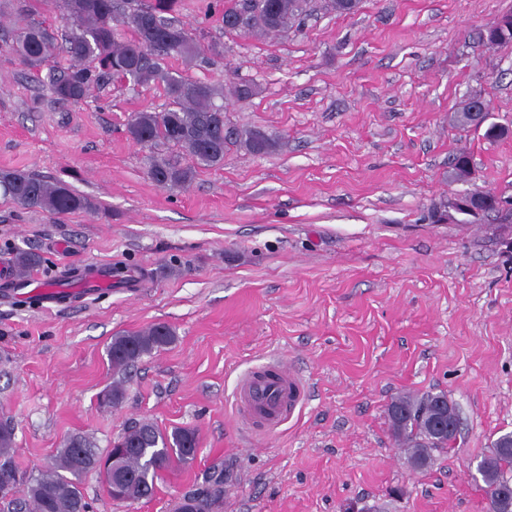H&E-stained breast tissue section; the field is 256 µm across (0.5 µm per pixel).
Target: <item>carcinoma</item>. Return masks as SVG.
<instances>
[{
	"label": "carcinoma",
	"mask_w": 512,
	"mask_h": 512,
	"mask_svg": "<svg viewBox=\"0 0 512 512\" xmlns=\"http://www.w3.org/2000/svg\"><path fill=\"white\" fill-rule=\"evenodd\" d=\"M361 0H325L324 7L338 14L358 10ZM67 16L69 31L63 36V50L69 65L51 64L57 38L45 22L34 18L35 5H25V17L12 32L8 50L30 70L46 71V79L56 100L76 105L91 91L105 84L127 80L135 86H161L168 98L162 112L135 113L127 126L129 138L150 147H164L165 154L151 159L148 175L161 187L186 188L197 170L224 163L231 148L263 155L272 151L276 140L260 130H240L224 122L219 111L223 90L207 83L191 81L162 63L175 54L202 65L209 63L210 49L166 17L181 0H52ZM312 0H210L209 13H218L229 35L282 32L301 22L312 10ZM478 38L490 44L512 43V14L501 24L485 28ZM468 100L456 114L463 126L478 125L486 115ZM0 189L25 209H41L64 215L90 212L94 203L61 181H50L22 171H1ZM501 199L491 192H474L471 204L477 212L458 211L467 223L501 209ZM175 340L174 331L157 323L136 333L115 337L108 355L112 369L123 372L143 356ZM448 401V422L460 430L461 409L445 392L401 396L388 406L393 433L407 452V464L427 468L433 451L447 448L456 435H441L432 428L439 402ZM14 432L0 422V496L16 492L20 483L12 463ZM198 449L194 431L176 429L167 434L149 422L128 426L110 450L101 455L83 436L68 438L54 467L32 479L24 490L22 512H82L86 502L79 477L96 471L107 482L106 492L117 501H134L154 494L159 472L193 460ZM484 483L490 512H512V502L498 501L503 482L512 479V432L499 435L488 454L477 465ZM219 487L203 486L190 493L188 501L198 504L196 512H209Z\"/></svg>",
	"instance_id": "obj_1"
}]
</instances>
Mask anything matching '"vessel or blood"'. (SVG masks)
Returning <instances> with one entry per match:
<instances>
[{
    "instance_id": "1",
    "label": "vessel or blood",
    "mask_w": 512,
    "mask_h": 512,
    "mask_svg": "<svg viewBox=\"0 0 512 512\" xmlns=\"http://www.w3.org/2000/svg\"><path fill=\"white\" fill-rule=\"evenodd\" d=\"M307 395L301 379L278 365L261 376L242 380L236 405L274 429L280 425L284 412L302 405Z\"/></svg>"
}]
</instances>
